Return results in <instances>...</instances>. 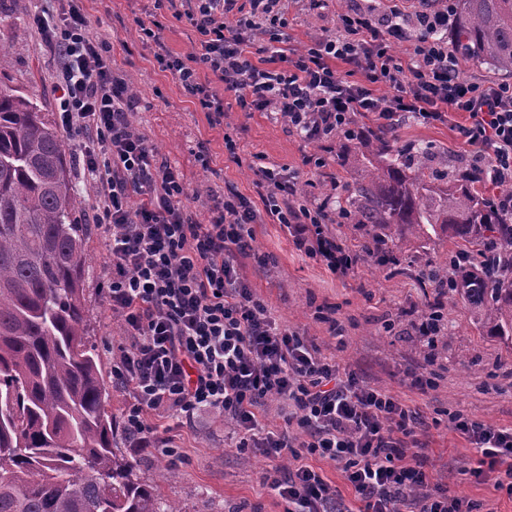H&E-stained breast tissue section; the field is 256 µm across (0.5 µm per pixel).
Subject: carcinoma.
<instances>
[{
  "mask_svg": "<svg viewBox=\"0 0 512 512\" xmlns=\"http://www.w3.org/2000/svg\"><path fill=\"white\" fill-rule=\"evenodd\" d=\"M458 61L512 76V0H455ZM361 176L336 200L363 245L406 236L458 244L451 292L479 335L512 343V212L480 178H448V153L360 131ZM67 146L27 97L0 89V512H185L114 451L107 387L86 336L85 225L71 220ZM423 280L448 288V264Z\"/></svg>",
  "mask_w": 512,
  "mask_h": 512,
  "instance_id": "1",
  "label": "carcinoma"
}]
</instances>
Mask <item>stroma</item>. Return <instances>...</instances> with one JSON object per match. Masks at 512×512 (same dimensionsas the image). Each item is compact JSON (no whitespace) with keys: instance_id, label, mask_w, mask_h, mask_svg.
Here are the masks:
<instances>
[{"instance_id":"35a3bbf8","label":"stroma","mask_w":512,"mask_h":512,"mask_svg":"<svg viewBox=\"0 0 512 512\" xmlns=\"http://www.w3.org/2000/svg\"><path fill=\"white\" fill-rule=\"evenodd\" d=\"M89 17L98 40L111 47L114 70L137 90L139 102L133 121L156 149L158 160L176 167L189 187L187 212L194 222L208 223L225 187L259 201L260 186L254 173L257 156L267 163L299 172L303 195L318 202L339 195L337 176L355 175L359 165L352 140L334 135L307 143L287 132L274 115L239 111L233 93H224V122L210 124L197 100L186 96L177 78L156 60L158 49L184 57L195 48L190 27L165 17L161 43L147 39L141 30L156 12L155 0H77ZM337 0L325 10L290 9L288 33L292 42H307L336 27ZM0 44L10 51L0 57V88L28 95L51 125H58L59 67L53 52L29 24L27 14L16 11L13 0H0ZM401 139L416 140L448 150L456 158L464 152L454 130L447 125L419 122L399 128ZM238 145L231 159L225 138ZM203 149L197 159L195 149ZM323 157L322 172L310 171L307 156ZM75 204L71 218L89 225L84 300L90 342L97 346L100 370L108 388L107 410L123 423L129 398L112 377L113 347L123 342L119 321L109 309L104 277L109 264L105 241L91 228L97 190L78 163L70 165ZM256 245L267 258L266 266L246 260L244 273L275 317L313 339L322 352L338 363L357 368L372 385L390 391L426 420L418 435L421 461L435 482L450 494L479 506V512H512V496L495 487V475L478 482L467 478L465 468L476 451L448 428V415L466 411L473 418L512 428V347L479 336L462 303L451 296L434 297L420 281L428 261H444L446 250L421 248L417 239L400 240L392 255L394 264L383 266L365 258L347 277L331 274L324 266L297 250L287 229L263 221L253 227ZM438 302L443 315L434 351L419 342L415 326L428 303ZM344 329L342 338L327 332L329 321ZM392 332H385V323ZM433 374L428 393L412 389L408 368ZM156 440L137 447L117 436L119 452L140 459L145 481L158 483L164 500L181 503L187 512H286L287 502L266 484L274 463L259 450L234 448L223 417L202 415L194 425L156 419ZM171 440L177 452L166 455L160 440Z\"/></svg>"}]
</instances>
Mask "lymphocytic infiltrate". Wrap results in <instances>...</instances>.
I'll return each mask as SVG.
<instances>
[{
    "instance_id": "1",
    "label": "lymphocytic infiltrate",
    "mask_w": 512,
    "mask_h": 512,
    "mask_svg": "<svg viewBox=\"0 0 512 512\" xmlns=\"http://www.w3.org/2000/svg\"><path fill=\"white\" fill-rule=\"evenodd\" d=\"M155 2L199 36L189 59L161 53L157 61L213 123L223 121L224 101L201 82L204 71L235 93L241 111L275 113L307 142L353 136L358 112L391 129L442 124L463 112L467 121L456 130L468 162L512 210V83L457 73L448 0H419L412 14L346 0L334 31L298 47L287 31L289 4L318 10L327 0ZM32 23L58 57L60 119L80 133L75 155L99 193L93 222L110 256L108 305L125 336L112 377L129 395V435L145 442L152 414L191 425L212 411L229 424L235 447L277 460L267 484L288 512H348L312 466L315 458L340 468L358 512H475L423 470L413 412L277 321L243 274L244 260L260 257L252 226L262 214L331 274L355 273L362 252L329 233L330 199L300 203L296 173L260 165L255 174L267 189L260 204L232 191L208 223L192 222L182 174L156 163L132 120L138 95L113 71L87 15L72 4L35 13ZM400 44L408 61L394 53ZM380 85L388 95L377 94ZM134 194L142 198L136 208L129 204ZM269 399L287 406L286 429L264 423ZM449 427L478 454L468 475L497 472V489L512 496V428L460 411Z\"/></svg>"
}]
</instances>
